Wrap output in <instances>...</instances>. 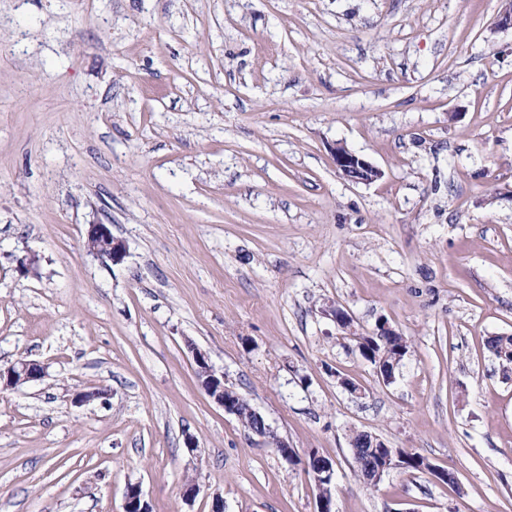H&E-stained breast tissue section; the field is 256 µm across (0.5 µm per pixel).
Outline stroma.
<instances>
[{
	"label": "stroma",
	"mask_w": 512,
	"mask_h": 512,
	"mask_svg": "<svg viewBox=\"0 0 512 512\" xmlns=\"http://www.w3.org/2000/svg\"><path fill=\"white\" fill-rule=\"evenodd\" d=\"M509 3L0 0V368H45L0 391V512H122L131 483L152 512H315L313 453L335 512H512L486 346L512 334ZM338 143L380 178L340 175ZM382 319L410 343L390 384L354 342ZM196 349L273 438L209 398ZM355 431L456 486L364 483ZM86 246L94 256L118 263L125 253L122 241L112 237V231L106 224H92L86 232ZM309 461L311 466L315 468L317 460L310 458ZM303 466L304 470L310 472L318 488L317 512H333L332 487L335 474L333 464L328 460H320L317 469L314 470L306 460Z\"/></svg>",
	"instance_id": "35a3bbf8"
}]
</instances>
